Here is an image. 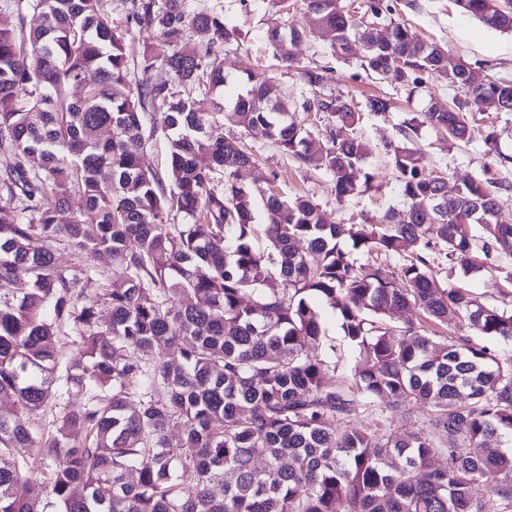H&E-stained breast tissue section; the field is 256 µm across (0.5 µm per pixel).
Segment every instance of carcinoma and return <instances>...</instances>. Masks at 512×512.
<instances>
[{
	"mask_svg": "<svg viewBox=\"0 0 512 512\" xmlns=\"http://www.w3.org/2000/svg\"><path fill=\"white\" fill-rule=\"evenodd\" d=\"M455 2L512 33V0ZM272 6L275 48L326 30L335 53L359 40L360 67L390 84L414 90L434 78L464 90L430 102L386 146L404 212L330 224L310 198L271 193L259 247L255 192L233 179L259 163L242 139L213 141L207 128L263 130L324 171L344 202L374 179L351 101L314 93L291 108L262 68L226 103L224 60L240 34L221 7L131 0L128 25L161 40L132 65L103 0H0L17 17L0 23V284L21 268L33 274L19 296L0 287V396L19 408L0 418V512H512V450L501 444L512 436V310L441 287L435 269L438 256L450 275L511 256L512 224L496 219L491 179L445 200L440 177L405 145L422 126L465 141L484 101L512 112V80L472 84L471 66L448 68L442 47L416 40L390 0H363L359 17L342 0H307L303 30L282 22L289 0ZM29 13L41 23L28 30ZM69 90L77 100L56 109ZM158 106L163 176L140 164L156 133L146 114ZM293 109L328 114V136L298 126ZM180 213L191 222L173 223ZM382 255L403 263L388 271ZM114 264L119 281L108 278ZM94 280L102 285L88 287ZM188 297L204 304H172ZM317 301L340 341L326 335ZM409 307L422 321H385ZM460 317L479 340L447 335ZM64 332L81 357L62 367ZM63 393L83 402L50 429L39 415ZM405 403L426 415L397 434L382 418Z\"/></svg>",
	"mask_w": 512,
	"mask_h": 512,
	"instance_id": "carcinoma-1",
	"label": "carcinoma"
}]
</instances>
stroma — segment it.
Masks as SVG:
<instances>
[{
	"instance_id": "obj_1",
	"label": "stroma",
	"mask_w": 512,
	"mask_h": 512,
	"mask_svg": "<svg viewBox=\"0 0 512 512\" xmlns=\"http://www.w3.org/2000/svg\"><path fill=\"white\" fill-rule=\"evenodd\" d=\"M221 6L228 26L236 27L240 34V47L229 52L226 69L229 77L225 93L237 95L242 90L241 77L258 66H271V74L281 91L288 96L308 94L309 88L301 77L305 66L323 69L322 91L327 95H340L363 105L367 96L390 98L389 112L376 115L364 113L359 132L367 147L366 167L374 174L373 190L346 202L337 201L329 177L323 171L296 162L268 140L262 130H246L228 124H216L209 130L211 139L240 136L257 152L262 171L275 173L284 191L310 197L324 211L329 221L341 224H363L373 220L384 210H403L404 201L396 174L391 168L385 146L398 140V130L404 121L416 116L430 100L447 101L452 89L430 79L423 87L409 92L403 88L373 79L357 64L362 53L361 44H353L345 55L333 54L331 39L320 36L290 46L289 52L297 65L293 68L273 67L272 48L267 40V28L272 15L270 0H207ZM398 15L406 21L416 37L436 42L444 47L449 61L459 60L471 64L480 78L512 79V34L485 26L476 19L462 14L455 0H393ZM498 134L499 150L512 155V112H500L487 106L474 114L469 123L468 141L459 146L431 128H421L408 146L417 151L426 171L444 177L448 188H456L463 181L482 175L492 169L503 189L498 194L501 223L512 224V165L491 166L486 153L485 138L489 130ZM258 170V171H261ZM258 171L247 169L236 172L235 178L243 184H253ZM497 272L470 277L461 273L441 276L443 287L468 288L486 303L512 309V256L502 255L496 260Z\"/></svg>"
}]
</instances>
